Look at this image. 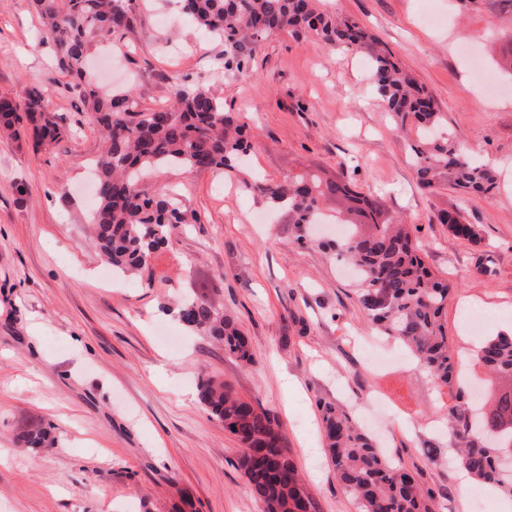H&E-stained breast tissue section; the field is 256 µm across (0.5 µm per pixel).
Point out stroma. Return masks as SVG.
<instances>
[{
	"label": "stroma",
	"instance_id": "stroma-1",
	"mask_svg": "<svg viewBox=\"0 0 512 512\" xmlns=\"http://www.w3.org/2000/svg\"><path fill=\"white\" fill-rule=\"evenodd\" d=\"M182 0H131L133 27L90 78L134 87L143 108L172 104L177 84L206 87L240 113L254 139L230 172L160 170L142 187L182 191L194 223L156 250L149 280L108 276L85 225L88 167L102 147L73 80L41 42L28 0H0V96L40 91L64 128L34 148L0 132V512H262L239 467L240 445L197 397L199 371L281 422L315 512H358L320 435V405H341L388 457L443 491L436 512H470L450 471L443 415L454 395L394 339L372 330L356 283L335 256L297 241L286 209L250 192L315 171L404 216L427 265L454 289V351L512 331V77L494 59L512 22L486 10L423 22L422 0H319L366 27L434 95L458 145L500 173L492 198L442 187L421 193L406 142L368 75L370 59L329 52L311 34L259 41L246 74L224 69V44L187 20ZM463 209L474 245L436 214ZM492 274L479 271V264ZM186 295L220 303L257 354L246 364L174 311ZM49 444L24 449L23 430Z\"/></svg>",
	"mask_w": 512,
	"mask_h": 512
}]
</instances>
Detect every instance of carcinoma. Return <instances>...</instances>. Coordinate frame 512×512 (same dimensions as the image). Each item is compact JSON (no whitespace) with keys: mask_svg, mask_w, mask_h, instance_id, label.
I'll return each instance as SVG.
<instances>
[{"mask_svg":"<svg viewBox=\"0 0 512 512\" xmlns=\"http://www.w3.org/2000/svg\"><path fill=\"white\" fill-rule=\"evenodd\" d=\"M460 3L466 9L479 7L512 16V0ZM32 4L42 21V41L54 45L58 69L76 81L84 107L104 133L90 217L94 248L113 270L140 276L173 230L195 220L177 196L147 195L140 187L141 178L166 167L186 173L230 171L236 158L250 148L249 136L237 117L224 111L222 99L209 90L179 87L173 105L143 110L134 89L112 94L85 79L92 44L115 39L131 26L128 0H32ZM182 8L193 24L224 41V70L237 75L247 72L259 40L282 31L316 35L332 49L367 53L372 89L385 102L396 133L410 141L409 157L420 189L433 191L446 185L486 196L497 187L494 170L458 146L427 89L365 29L320 10L318 0H183ZM16 127L27 130L37 147L64 136L38 91L30 92L22 105L0 97V129ZM247 188L287 207L299 241L308 226L320 223L321 201L336 199L340 205L336 223L347 229L331 248L336 257L358 269L357 299L367 320L405 345L439 385L453 390L458 367L449 349L445 319L450 288L426 265L410 225L401 219L380 221V211L362 193L343 182H324L310 172L286 184L256 181ZM437 221L458 238L473 244L482 241L480 225L469 223L458 209L440 211ZM176 314L187 331L216 339L227 354L247 364L256 362L236 322L208 297L182 300ZM475 358L487 375L509 383L512 414V335L485 339ZM197 390L200 403L243 445L239 466L264 512H312V499L288 456L276 416L205 372L198 376ZM502 407L500 395L486 409H471L458 399L444 416L459 468L512 497V478L501 474L497 457L499 449L512 448V427L501 430L496 423ZM321 414L328 460L358 512H434L436 493L386 458L342 407L325 403Z\"/></svg>","mask_w":512,"mask_h":512,"instance_id":"1","label":"carcinoma"}]
</instances>
